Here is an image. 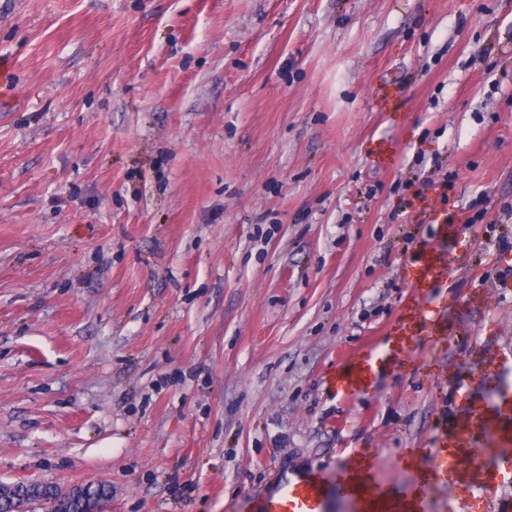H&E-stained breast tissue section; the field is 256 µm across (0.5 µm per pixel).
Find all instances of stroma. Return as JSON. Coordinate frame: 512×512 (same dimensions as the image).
Returning a JSON list of instances; mask_svg holds the SVG:
<instances>
[{"mask_svg": "<svg viewBox=\"0 0 512 512\" xmlns=\"http://www.w3.org/2000/svg\"><path fill=\"white\" fill-rule=\"evenodd\" d=\"M0 56V483L250 512L362 450L397 478L449 372L512 344L484 233L512 205V0H0ZM435 157L459 331L336 395L431 236L400 187Z\"/></svg>", "mask_w": 512, "mask_h": 512, "instance_id": "stroma-1", "label": "stroma"}]
</instances>
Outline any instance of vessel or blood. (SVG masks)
Instances as JSON below:
<instances>
[{"instance_id":"obj_1","label":"vessel or blood","mask_w":512,"mask_h":512,"mask_svg":"<svg viewBox=\"0 0 512 512\" xmlns=\"http://www.w3.org/2000/svg\"><path fill=\"white\" fill-rule=\"evenodd\" d=\"M422 209L433 237L407 267L408 293L385 339L332 376L342 396H353L393 365L421 373L427 361L416 357L414 348H434L436 340L456 333L446 307L430 305L437 292L453 287L463 263L446 247L455 218L427 202ZM479 362L492 369L489 394L475 395L473 374H449V385L465 394L462 407L450 427L439 429L431 447L403 449L399 464L409 471V482L378 478L376 455L361 453L329 474L280 472L272 489L254 499L253 512H326L333 497L348 502L352 512H431L430 492L447 487L452 473L460 485L480 492L486 512H494L493 495L512 476V356L486 350Z\"/></svg>"}]
</instances>
